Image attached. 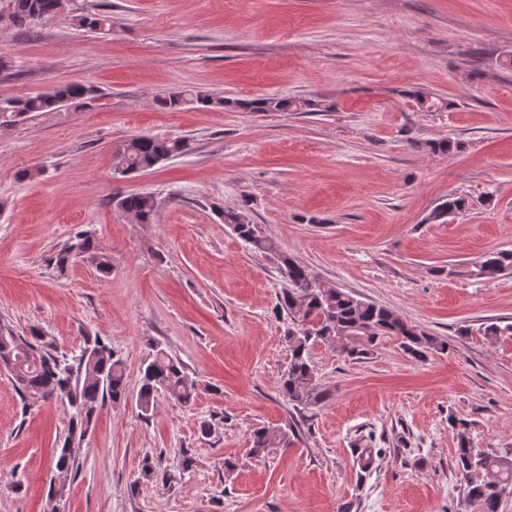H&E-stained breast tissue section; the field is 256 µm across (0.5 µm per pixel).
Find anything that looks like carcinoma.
I'll return each instance as SVG.
<instances>
[{"instance_id":"obj_1","label":"carcinoma","mask_w":512,"mask_h":512,"mask_svg":"<svg viewBox=\"0 0 512 512\" xmlns=\"http://www.w3.org/2000/svg\"><path fill=\"white\" fill-rule=\"evenodd\" d=\"M0 5V28L39 26L70 12V0H4ZM76 28L98 33L112 28L111 17L103 13L72 16ZM93 89L80 83L66 84L51 92L21 98H0V128L8 127L31 113L59 112L82 103ZM426 112H444L447 100L421 90L412 92ZM231 107L247 112H313L316 103L309 99L291 100L276 96L252 99L215 98L195 89H182L157 98V106L166 111L188 107ZM418 150L434 155L459 152L464 144L448 138L413 142ZM189 150L183 138L137 135L129 138L117 156L116 168L123 175L153 169L160 163ZM117 208L136 224H149L155 214L154 198L148 194H130L116 201ZM468 208L462 196L448 195L429 214L428 220L445 224L448 218ZM222 219L250 249L274 256L286 287L281 289L278 305L287 312L295 327L288 329L284 341L289 364L280 380V392L298 412L321 403L326 393L320 390L311 348L324 343L351 360L366 357L382 336H396L408 353L421 356L426 350L444 351L448 343L427 333L401 314L371 301L363 300L339 288H323L314 275L293 258L285 255L272 239L260 235L243 209H225ZM82 251L93 258L98 273L112 274V259L87 232L77 233L54 257L59 271L72 262L71 252ZM512 269V250L486 253L469 263L465 273L476 280H489ZM149 360L141 372L136 404L144 418L151 416L157 397L163 393L181 405L191 404L197 396V382L184 365L157 342H148ZM0 368L6 369L15 389L24 400L36 397L44 401L61 400L69 409L67 434L55 457V468L61 473L78 474L81 463L76 447L94 428L105 404H117L128 397V382L123 360L112 345L95 336L87 337L79 353L60 352L45 332L33 327L24 336L0 323ZM456 430V466L465 480L467 497L480 503L482 512H499L506 489L512 486V459L499 457L474 447L467 423L452 422ZM291 444L288 433L267 427L251 434L249 454L260 457L268 449L286 448Z\"/></svg>"}]
</instances>
